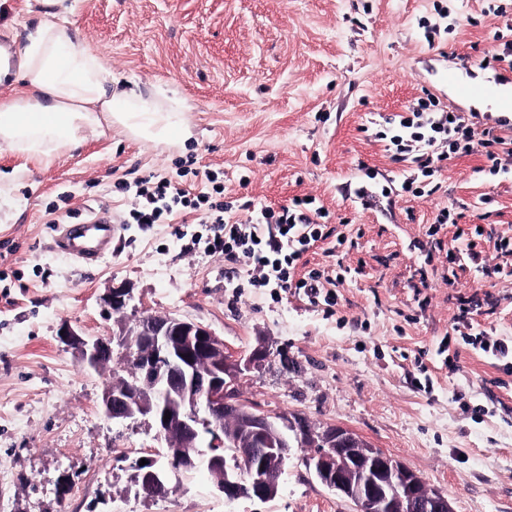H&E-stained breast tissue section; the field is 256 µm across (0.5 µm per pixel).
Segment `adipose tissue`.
I'll use <instances>...</instances> for the list:
<instances>
[{
  "mask_svg": "<svg viewBox=\"0 0 512 512\" xmlns=\"http://www.w3.org/2000/svg\"><path fill=\"white\" fill-rule=\"evenodd\" d=\"M67 24L66 13L47 14L28 33L17 72L22 91L0 98V146L48 162L79 146L89 128L115 126L152 144L191 139L181 100L120 83L102 53L74 46Z\"/></svg>",
  "mask_w": 512,
  "mask_h": 512,
  "instance_id": "1",
  "label": "adipose tissue"
}]
</instances>
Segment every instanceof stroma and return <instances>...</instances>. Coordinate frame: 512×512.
<instances>
[{
  "label": "stroma",
  "instance_id": "obj_1",
  "mask_svg": "<svg viewBox=\"0 0 512 512\" xmlns=\"http://www.w3.org/2000/svg\"><path fill=\"white\" fill-rule=\"evenodd\" d=\"M74 42L102 52L114 77L158 85L189 108L186 144H144L119 128L89 130L80 146L46 164L0 149V512H352L291 451L277 497L224 501L206 472L183 474L163 499L137 496L136 459L162 444L150 421L114 423L100 398L115 363L85 370L60 339L62 324L87 336L116 329L103 297L131 286L139 314L199 322L229 348L269 357L237 384L241 402L343 425L448 495L454 512H512V359L463 340L455 316L512 344V286L474 287L455 270L449 241L465 247L512 228V162L482 173L483 154L444 161V190L376 198L364 208L356 183H399L369 123L447 93L455 63L472 80L496 76L487 57L503 18L485 0H71ZM54 0H0V40L22 51ZM450 33L428 45V26ZM209 171L223 201L248 198L273 210L315 196L327 227L347 241L317 242L296 275L348 270L335 306L301 290L249 285L243 266L188 250L202 224L128 223L116 178ZM497 211L477 221L480 198ZM68 193L71 216L111 213V249L86 265L51 247L46 208ZM455 205L457 225L427 229ZM482 235H475V227ZM461 240H454L455 231ZM335 257H328V250Z\"/></svg>",
  "mask_w": 512,
  "mask_h": 512
}]
</instances>
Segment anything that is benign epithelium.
Masks as SVG:
<instances>
[{
	"label": "benign epithelium",
	"instance_id": "benign-epithelium-1",
	"mask_svg": "<svg viewBox=\"0 0 512 512\" xmlns=\"http://www.w3.org/2000/svg\"><path fill=\"white\" fill-rule=\"evenodd\" d=\"M133 300L125 284L103 299L107 315L122 317L119 332L84 336L66 324L61 340L85 368L97 370L115 356L135 365L133 375L107 386L100 407L114 423L151 420L164 442L162 454L134 466L137 494L163 496L172 479L203 464L224 500L267 503L278 494L291 449L309 448L305 466L355 512H454L445 493L352 430L317 431L304 416H271L241 403L235 385L262 365L263 347L237 356L210 328L180 316L129 319Z\"/></svg>",
	"mask_w": 512,
	"mask_h": 512
}]
</instances>
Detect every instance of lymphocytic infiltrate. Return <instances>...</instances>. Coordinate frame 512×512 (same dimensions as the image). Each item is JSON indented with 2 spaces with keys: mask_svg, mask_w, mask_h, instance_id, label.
<instances>
[{
  "mask_svg": "<svg viewBox=\"0 0 512 512\" xmlns=\"http://www.w3.org/2000/svg\"><path fill=\"white\" fill-rule=\"evenodd\" d=\"M390 123V128L377 132L376 139L392 161L408 163L411 168L394 191L398 197L434 195L442 188L437 179L440 162L472 155L476 146L486 149L489 174H498L503 161L512 158L511 133L477 130L473 121L459 112L433 109L425 103L395 115ZM114 186L119 192L133 193L135 202L129 211L133 223L147 227L189 217L194 223L210 225V237L193 238V245L243 263L252 286L283 290L293 286L302 289L311 302L336 305L343 273L329 275L313 269L302 278L294 276L297 261L325 237L320 224L323 207L317 200L297 198L276 212L255 207L248 200L238 205L212 201V194L220 196L223 187L211 193L196 192L184 179L153 175L131 184L120 178ZM466 256L469 268L481 275L504 273L512 266V238L504 234L494 238L489 254L467 247Z\"/></svg>",
  "mask_w": 512,
  "mask_h": 512,
  "instance_id": "f902f5d3",
  "label": "lymphocytic infiltrate"
}]
</instances>
